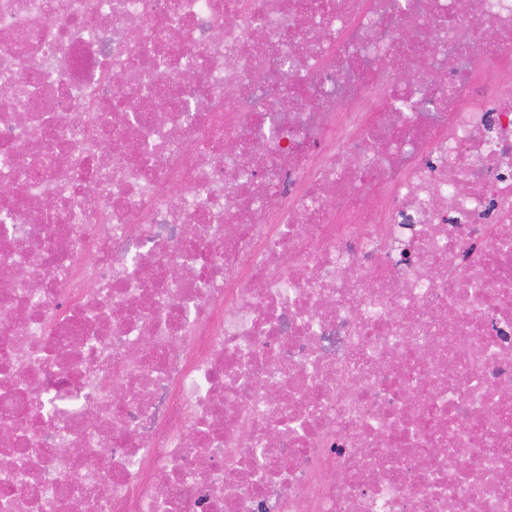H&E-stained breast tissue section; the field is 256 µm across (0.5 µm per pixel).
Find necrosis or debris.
<instances>
[{
    "label": "necrosis or debris",
    "mask_w": 512,
    "mask_h": 512,
    "mask_svg": "<svg viewBox=\"0 0 512 512\" xmlns=\"http://www.w3.org/2000/svg\"><path fill=\"white\" fill-rule=\"evenodd\" d=\"M5 89L0 512H512V0H0Z\"/></svg>",
    "instance_id": "1"
}]
</instances>
